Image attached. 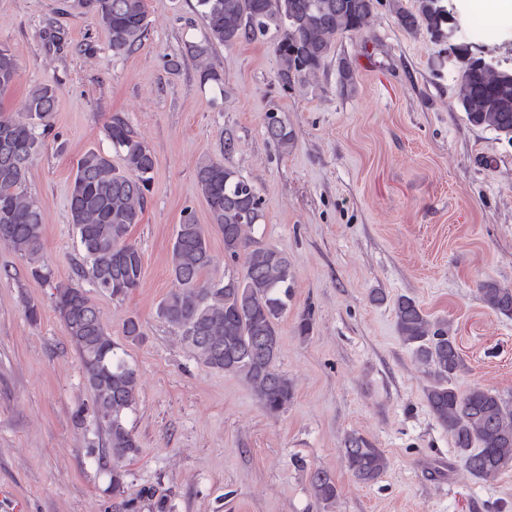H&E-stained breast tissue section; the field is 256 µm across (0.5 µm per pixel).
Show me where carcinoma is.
I'll return each instance as SVG.
<instances>
[{
  "label": "carcinoma",
  "instance_id": "1",
  "mask_svg": "<svg viewBox=\"0 0 512 512\" xmlns=\"http://www.w3.org/2000/svg\"><path fill=\"white\" fill-rule=\"evenodd\" d=\"M376 0H197L205 23L203 39L185 44L184 55L170 60L174 68L195 62L200 83L226 93L224 72L209 58L218 46L232 47L259 36H271L279 67L277 82L285 92L303 87L325 68L336 39L357 34L368 26ZM390 11L409 34L423 31L448 44L461 73L457 105L468 123L488 129L512 142V66L485 56L472 43L459 41L461 15L452 0H389ZM109 36L116 55L131 53L142 43L148 26L147 0H77ZM19 64L10 50L0 47V98L16 84ZM60 89L40 83L27 93L21 111L0 113V240L26 261L30 275L51 280L43 257L45 215L30 198L26 180L33 159L54 133ZM265 133L280 148L294 144L292 129L272 107L266 111ZM112 147L123 165L90 149L77 162L71 184L69 210L83 261L99 291L123 299L144 276L141 251L126 242L139 223L155 168V156L133 134L128 122L112 117ZM210 223L224 235V255L242 261V272L224 280L205 277L211 253L203 225L193 210H183L171 250L175 284L159 303L158 316L174 326L182 341L203 366L242 377L263 409L277 415L294 398L293 384L279 371L278 322L288 311L294 267L285 252L260 246L249 231L262 223V200L254 184L225 163L206 159L196 170ZM481 301L490 310L512 316V289L491 280L479 285ZM56 309L76 349L94 405L95 424L103 434L99 459L112 460L109 469L112 496L120 498L115 512H137L133 499H124L125 471L121 463L140 455L138 440L127 415L139 393L137 369L110 336L98 307L87 292L58 283L53 293ZM399 336L429 377L426 400L433 416L448 432L457 458L477 481L498 477L512 468V406L495 391L475 387L460 392L454 386L465 368L448 319L431 320L412 297L394 302ZM126 340L144 338L141 322L127 319ZM352 477L364 484L376 482L389 468L379 448L351 436L342 449ZM315 500L335 503L334 477L325 470L309 474Z\"/></svg>",
  "mask_w": 512,
  "mask_h": 512
}]
</instances>
